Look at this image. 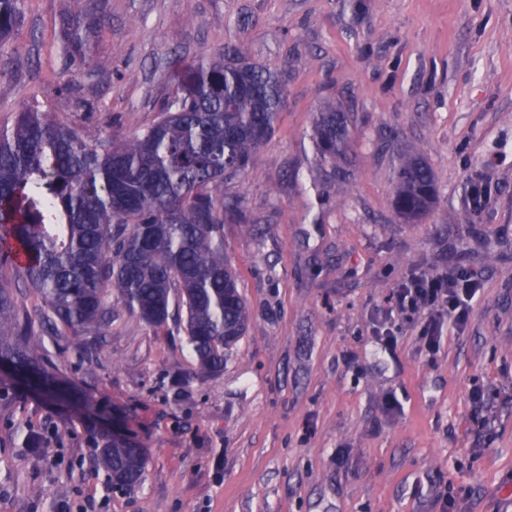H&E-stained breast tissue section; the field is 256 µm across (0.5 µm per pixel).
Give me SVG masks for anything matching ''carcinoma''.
I'll use <instances>...</instances> for the list:
<instances>
[{
    "instance_id": "obj_1",
    "label": "carcinoma",
    "mask_w": 512,
    "mask_h": 512,
    "mask_svg": "<svg viewBox=\"0 0 512 512\" xmlns=\"http://www.w3.org/2000/svg\"><path fill=\"white\" fill-rule=\"evenodd\" d=\"M25 2L0 0V53L13 48ZM100 30L91 0H69L59 51L89 62ZM176 81L158 119L131 134L89 140L38 105L0 127V358L51 397L69 396L71 387L48 369L42 337L81 349L122 309L161 327L177 301L197 376L224 371L247 331L250 312L224 255V225L246 219L224 184L246 172L275 131L286 77L227 44L219 58L179 66ZM312 142L347 181L352 137L341 105L316 113ZM435 193L426 160L403 157L391 198L397 217L425 220ZM17 249L26 263L15 261ZM19 280L38 298L31 310L12 287ZM97 448L118 485L140 483L146 454L136 442L103 433Z\"/></svg>"
}]
</instances>
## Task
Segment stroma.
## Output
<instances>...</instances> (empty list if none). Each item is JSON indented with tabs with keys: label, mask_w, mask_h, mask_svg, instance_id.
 <instances>
[{
	"label": "stroma",
	"mask_w": 512,
	"mask_h": 512,
	"mask_svg": "<svg viewBox=\"0 0 512 512\" xmlns=\"http://www.w3.org/2000/svg\"><path fill=\"white\" fill-rule=\"evenodd\" d=\"M96 0L89 64L58 45L68 0H27L0 54V123L40 102L90 137L131 133L175 90V60L241 45L284 71L286 106L245 175L224 253L250 310L223 372L197 377L182 327L124 313L49 367L93 407L0 372V512H512V0ZM341 102L349 184L316 157ZM437 201L395 216L398 158ZM490 199L469 205L473 182ZM471 273L463 330L428 354L388 298L413 275ZM401 327L396 346L375 331ZM145 448L141 482L95 469L96 434Z\"/></svg>",
	"instance_id": "1"
}]
</instances>
